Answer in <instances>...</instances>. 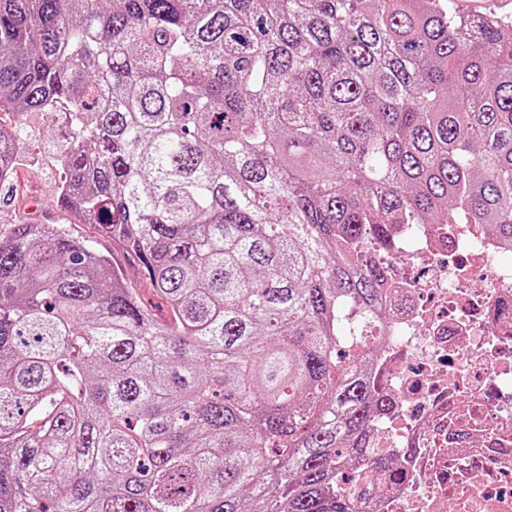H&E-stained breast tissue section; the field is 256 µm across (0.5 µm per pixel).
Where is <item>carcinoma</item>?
I'll return each mask as SVG.
<instances>
[{
	"label": "carcinoma",
	"mask_w": 512,
	"mask_h": 512,
	"mask_svg": "<svg viewBox=\"0 0 512 512\" xmlns=\"http://www.w3.org/2000/svg\"><path fill=\"white\" fill-rule=\"evenodd\" d=\"M62 224L0 230V512H354L396 224L512 246V21L443 0H0V115ZM24 127L0 121V183ZM27 136L19 146L20 165L13 182L0 185V225L72 224L77 234L94 240L100 251L108 254L114 266L123 271L128 287L134 288L148 309L166 318L168 309L151 289L138 259L124 246L101 235L89 224H73L74 218L56 202L59 175L50 145L61 144L62 132L52 122L28 116Z\"/></svg>",
	"instance_id": "1"
}]
</instances>
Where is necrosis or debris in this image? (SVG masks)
Here are the masks:
<instances>
[{
	"label": "necrosis or debris",
	"mask_w": 512,
	"mask_h": 512,
	"mask_svg": "<svg viewBox=\"0 0 512 512\" xmlns=\"http://www.w3.org/2000/svg\"><path fill=\"white\" fill-rule=\"evenodd\" d=\"M375 252L388 317L374 412L394 472L372 512H512V248L478 224H400Z\"/></svg>",
	"instance_id": "necrosis-or-debris-1"
}]
</instances>
